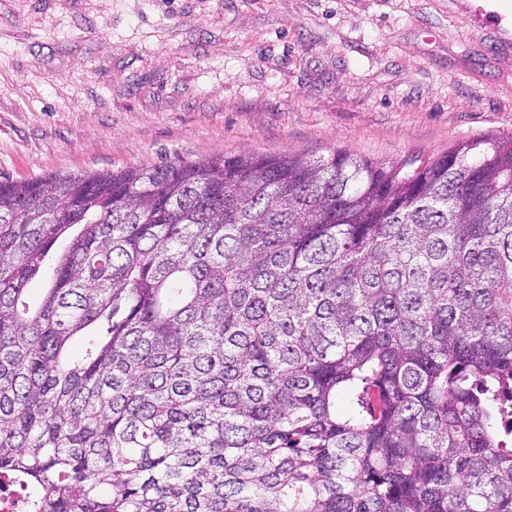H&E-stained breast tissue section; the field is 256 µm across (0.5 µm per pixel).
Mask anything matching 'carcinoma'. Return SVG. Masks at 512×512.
I'll list each match as a JSON object with an SVG mask.
<instances>
[{"label": "carcinoma", "instance_id": "obj_1", "mask_svg": "<svg viewBox=\"0 0 512 512\" xmlns=\"http://www.w3.org/2000/svg\"><path fill=\"white\" fill-rule=\"evenodd\" d=\"M0 474L29 512H512V134L1 180Z\"/></svg>", "mask_w": 512, "mask_h": 512}]
</instances>
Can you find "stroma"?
<instances>
[{"label": "stroma", "mask_w": 512, "mask_h": 512, "mask_svg": "<svg viewBox=\"0 0 512 512\" xmlns=\"http://www.w3.org/2000/svg\"><path fill=\"white\" fill-rule=\"evenodd\" d=\"M477 0H0V180L512 132Z\"/></svg>", "instance_id": "obj_1"}]
</instances>
